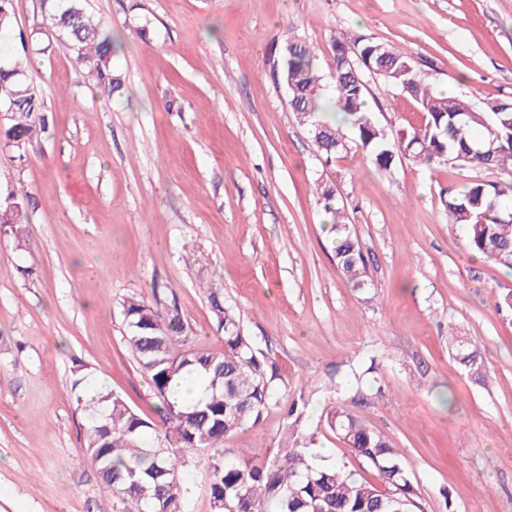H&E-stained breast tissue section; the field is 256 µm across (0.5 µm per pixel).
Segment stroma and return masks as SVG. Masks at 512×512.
<instances>
[{"label": "stroma", "instance_id": "1", "mask_svg": "<svg viewBox=\"0 0 512 512\" xmlns=\"http://www.w3.org/2000/svg\"><path fill=\"white\" fill-rule=\"evenodd\" d=\"M126 77L107 95L62 45L27 69L53 125L25 164L0 144V189L30 192L21 237L0 234V512H123L82 450L78 366L151 417L123 302L178 307L198 349L220 351L210 298L233 307L280 396L321 385L309 425L328 461L359 460L324 426L342 404L401 448L422 512H512V270L471 256L445 202L475 172L409 160L382 172L348 147L330 165L274 78L276 45L318 62L334 40L393 43L434 87L512 99V0H87ZM148 25L149 37L137 29ZM373 117L422 120L366 75ZM177 110H169V101ZM329 185L368 261L340 273L317 184ZM462 331L490 369L448 354ZM280 407L225 438L231 460L274 455Z\"/></svg>", "mask_w": 512, "mask_h": 512}]
</instances>
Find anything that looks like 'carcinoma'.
I'll return each instance as SVG.
<instances>
[{
    "mask_svg": "<svg viewBox=\"0 0 512 512\" xmlns=\"http://www.w3.org/2000/svg\"><path fill=\"white\" fill-rule=\"evenodd\" d=\"M48 43L64 45L90 80L109 94H119L124 76L112 66V34L87 12L85 0H42ZM15 0H0V31L14 27ZM380 70L389 87L408 95L422 112L419 126L396 136L366 109L364 73ZM276 80L288 93L298 122L312 135L318 156L328 164L347 149L343 134L325 119L326 79H331L334 106L355 134V143L390 170L395 158L425 166L455 164L512 171V101L477 108L458 95L436 89L398 47L367 41L358 56L346 58L345 43L336 40L327 71L301 39L290 36L278 50ZM0 109L9 113L0 137L17 159L49 134L43 97L26 72V57L0 62ZM496 142L495 150L490 143ZM337 264L356 288L367 284V262L345 221V210L333 204L334 190L320 188ZM31 194L8 189L0 194V226L16 232L29 223ZM448 221L463 229L470 254L512 268V202L495 182L474 180L448 194ZM224 325V351L194 347L178 308L163 314L142 296L123 303L125 341L138 365L150 377L158 420L134 411L105 388L93 402H83V450L98 480L130 506L128 512H182L185 486L181 470L201 450L226 456L220 442L245 426H255L273 405L285 407L287 425L277 454L250 461L215 463L210 470L212 512H415L416 493L399 449L365 420L341 405L327 409L325 425L377 476L373 484L341 463H327L310 445L305 410L314 388L281 401L267 362L241 325L240 316L210 295ZM448 351L468 376L483 382L489 371L476 343L468 336L448 337ZM194 372L206 396L177 405L169 400L172 382Z\"/></svg>",
    "mask_w": 512,
    "mask_h": 512,
    "instance_id": "cac0c4a2",
    "label": "carcinoma"
}]
</instances>
